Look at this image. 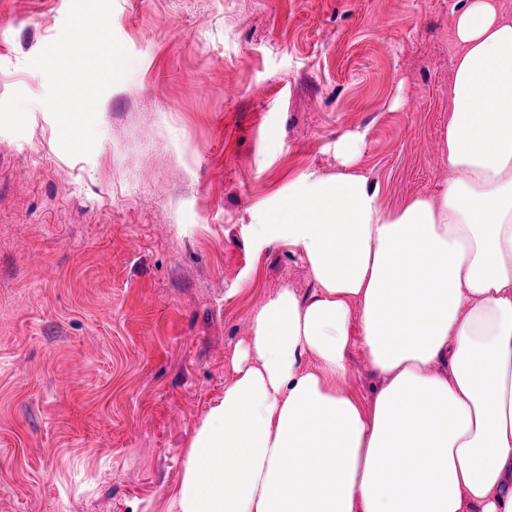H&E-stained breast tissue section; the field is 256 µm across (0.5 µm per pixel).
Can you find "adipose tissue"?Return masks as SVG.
<instances>
[{
	"label": "adipose tissue",
	"instance_id": "ef3b65f1",
	"mask_svg": "<svg viewBox=\"0 0 512 512\" xmlns=\"http://www.w3.org/2000/svg\"><path fill=\"white\" fill-rule=\"evenodd\" d=\"M455 35L443 189L386 209L349 133L252 212L314 288L253 313L165 512H512V12L468 0ZM350 376L344 384V388L353 392L360 398L370 395L371 376L365 356L353 348L349 357Z\"/></svg>",
	"mask_w": 512,
	"mask_h": 512
}]
</instances>
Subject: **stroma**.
I'll list each match as a JSON object with an SVG mask.
<instances>
[{
	"label": "stroma",
	"instance_id": "obj_1",
	"mask_svg": "<svg viewBox=\"0 0 512 512\" xmlns=\"http://www.w3.org/2000/svg\"><path fill=\"white\" fill-rule=\"evenodd\" d=\"M465 4L0 0V512H158L253 312L313 288L251 210L349 132L385 208L447 183Z\"/></svg>",
	"mask_w": 512,
	"mask_h": 512
}]
</instances>
